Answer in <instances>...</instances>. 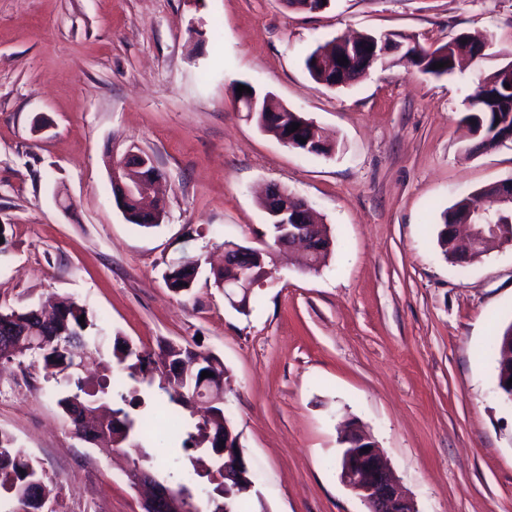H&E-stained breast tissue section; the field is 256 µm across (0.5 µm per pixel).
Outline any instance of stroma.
<instances>
[{
	"mask_svg": "<svg viewBox=\"0 0 512 512\" xmlns=\"http://www.w3.org/2000/svg\"><path fill=\"white\" fill-rule=\"evenodd\" d=\"M490 46L440 77L404 61L338 88L304 59L347 33ZM512 61V0H0V310L71 297L152 353L192 345L228 370L224 412L255 486L239 512H367L341 481L339 426L359 422L418 512H512V403L485 344L512 324V244L464 266L441 214L512 179V141L470 153L467 97ZM269 93L336 141L311 156L236 111ZM162 173L159 226L116 208L108 156ZM269 184L334 240L319 272L271 265L248 312L208 279L228 241L258 245ZM201 256L195 285L164 275ZM0 429L57 477L61 512H143L129 458L72 434L42 378L0 365Z\"/></svg>",
	"mask_w": 512,
	"mask_h": 512,
	"instance_id": "obj_1",
	"label": "stroma"
}]
</instances>
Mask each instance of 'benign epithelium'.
<instances>
[{"instance_id":"benign-epithelium-1","label":"benign epithelium","mask_w":512,"mask_h":512,"mask_svg":"<svg viewBox=\"0 0 512 512\" xmlns=\"http://www.w3.org/2000/svg\"><path fill=\"white\" fill-rule=\"evenodd\" d=\"M353 45L352 53L379 62L391 53L389 42L385 37L375 38L369 43L355 45V40H349ZM290 109L275 108L268 114V124L277 128L283 145L290 143L287 127ZM154 165L153 158L141 152L127 151L121 158L111 160L109 178L112 186L118 192L115 206L124 210V202L137 194H146L156 188L155 181L145 174ZM485 196L481 203L471 209L470 218L447 227L448 236L454 241L464 237L460 244L459 254L470 258L472 246L492 247L499 243L496 237V221L494 209H512V182H498L484 187ZM265 212L272 223L279 225L280 233L274 236L275 242L270 244L261 241V246L253 248L255 256H276L277 251L284 248L283 241L298 243L309 247L310 241L304 233L297 230V214L300 212L311 215L309 204L303 199L283 192L276 185L267 187L264 194ZM265 276H259L246 269L236 271V277L224 280V298L231 306L241 308L252 294L253 290L264 285ZM345 444L340 458V478L366 505L368 512H417L411 499L401 491L395 477L389 470L385 460L375 443L370 441L357 429L352 428L341 436ZM368 452H363V449ZM247 462L241 451L239 438L224 431V478L234 479L245 476ZM137 485L149 490L147 500L154 509L159 505L173 504L172 495L151 482L150 472L143 469Z\"/></svg>"}]
</instances>
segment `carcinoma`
I'll return each instance as SVG.
<instances>
[{"label": "carcinoma", "instance_id": "1", "mask_svg": "<svg viewBox=\"0 0 512 512\" xmlns=\"http://www.w3.org/2000/svg\"><path fill=\"white\" fill-rule=\"evenodd\" d=\"M481 43L483 37L462 33L434 49L409 43L404 56L419 71L442 76L454 71L451 61L473 52ZM344 52L339 38L327 40L305 57V69L312 79L327 86L348 85L370 67L357 60L346 63L344 70H337L336 56ZM447 60L450 65L433 68V64ZM505 70L503 66L484 76L469 97L473 105L468 119L473 129L481 130L477 145L473 146L475 151L485 144L484 138L492 132L496 112L501 107V102L487 100L486 85L493 83L501 97H512L505 92L506 79L501 77ZM476 201L477 197L469 194L442 212L437 244L445 259L457 261L458 251L445 227L452 218H464L469 213V204ZM125 209L128 222L145 229L158 226L164 213L155 201L141 195L130 198ZM332 246V239L322 240L320 252L305 256L306 269L319 271ZM198 263L199 260L188 258L170 268L165 275L168 288L177 295L189 293L183 282L189 273L198 275ZM53 312L66 319V324L43 321L33 315L31 307L0 311V326L7 320L12 326V335L3 337L0 364L13 361L18 354L29 355V366L37 369L52 388L56 404L70 421L74 434L88 442L104 440L135 454L131 473L127 475L132 485L136 469L151 460L149 430L154 411L171 413L180 428L171 440L175 449L173 467L162 476V481L175 493L172 512H238L242 495L224 488V456L216 453L224 440V425H232L224 415V364L214 356L169 343L171 362L183 365L181 374H172L153 366L150 352L119 336L114 338L112 347H107L105 330L79 302L64 300L53 307ZM72 341L83 347L87 360L109 351L112 366L106 367L97 381L86 379L79 364L68 354L67 346ZM204 371L216 373L219 380L199 385ZM53 484L54 478L43 464L19 447L10 433L0 430V512H57L50 507Z\"/></svg>", "mask_w": 512, "mask_h": 512}]
</instances>
